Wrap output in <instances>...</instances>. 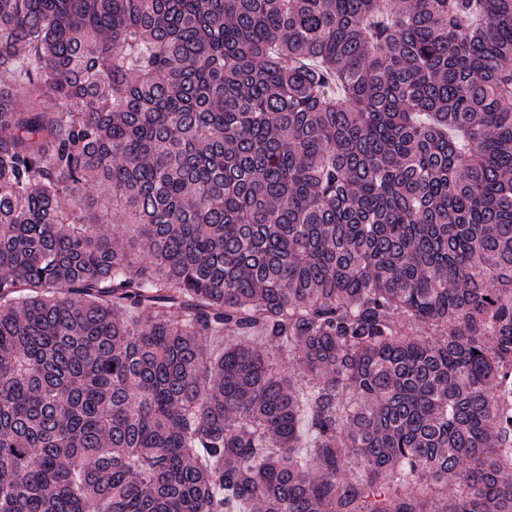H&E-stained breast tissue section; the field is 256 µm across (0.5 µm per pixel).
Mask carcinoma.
<instances>
[{"instance_id": "cac0c4a2", "label": "carcinoma", "mask_w": 512, "mask_h": 512, "mask_svg": "<svg viewBox=\"0 0 512 512\" xmlns=\"http://www.w3.org/2000/svg\"><path fill=\"white\" fill-rule=\"evenodd\" d=\"M0 512H512V0H0Z\"/></svg>"}]
</instances>
